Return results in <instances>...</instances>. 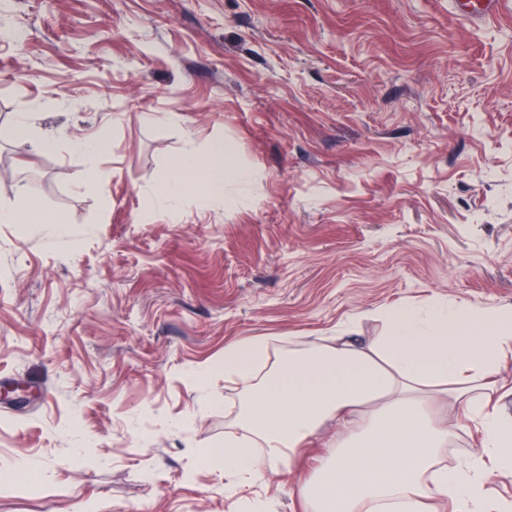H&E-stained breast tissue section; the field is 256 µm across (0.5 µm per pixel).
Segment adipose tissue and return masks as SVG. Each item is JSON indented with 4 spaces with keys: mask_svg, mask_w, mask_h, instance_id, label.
Returning a JSON list of instances; mask_svg holds the SVG:
<instances>
[{
    "mask_svg": "<svg viewBox=\"0 0 512 512\" xmlns=\"http://www.w3.org/2000/svg\"><path fill=\"white\" fill-rule=\"evenodd\" d=\"M74 148L84 163L79 188L102 192L99 160L111 141L96 135ZM163 180L161 204L177 202L191 184L208 204L248 174L214 141L185 149ZM380 318L383 336L365 346L347 336L305 343L292 336L287 353L274 357L266 337L226 344L223 359L194 378L220 373L241 385L239 430L208 449L206 466L258 480L263 467H291L331 423V451L300 490L306 512H427L433 500L453 512H496L484 488L512 476V416L493 399L512 356V306L391 305ZM436 398L458 406L481 432L479 451L452 467L442 459L456 431L438 416Z\"/></svg>",
    "mask_w": 512,
    "mask_h": 512,
    "instance_id": "ef3b65f1",
    "label": "adipose tissue"
}]
</instances>
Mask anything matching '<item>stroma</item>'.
I'll use <instances>...</instances> for the list:
<instances>
[{"label":"stroma","mask_w":512,"mask_h":512,"mask_svg":"<svg viewBox=\"0 0 512 512\" xmlns=\"http://www.w3.org/2000/svg\"><path fill=\"white\" fill-rule=\"evenodd\" d=\"M103 127L89 195L70 143ZM215 140L250 174L233 205L158 206ZM25 197L71 234L0 224V465L49 473L0 480V512H304L327 448L249 484L205 469L234 390L191 374L246 338L373 341L390 305L512 306V13L0 0V205Z\"/></svg>","instance_id":"1"}]
</instances>
